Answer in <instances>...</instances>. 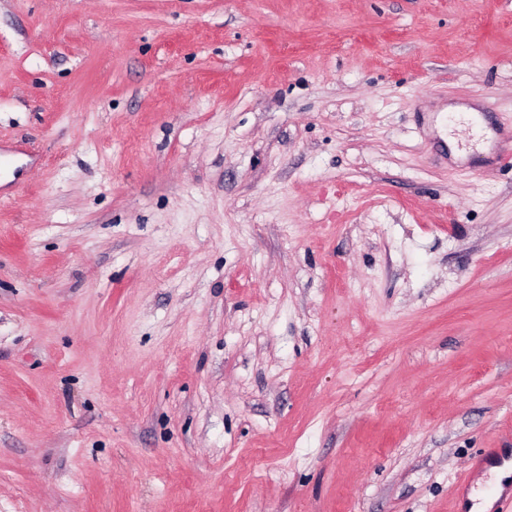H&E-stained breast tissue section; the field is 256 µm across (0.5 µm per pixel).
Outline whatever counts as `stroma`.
Listing matches in <instances>:
<instances>
[{"mask_svg": "<svg viewBox=\"0 0 512 512\" xmlns=\"http://www.w3.org/2000/svg\"><path fill=\"white\" fill-rule=\"evenodd\" d=\"M0 144V512H466L512 453V0H0Z\"/></svg>", "mask_w": 512, "mask_h": 512, "instance_id": "1", "label": "stroma"}]
</instances>
